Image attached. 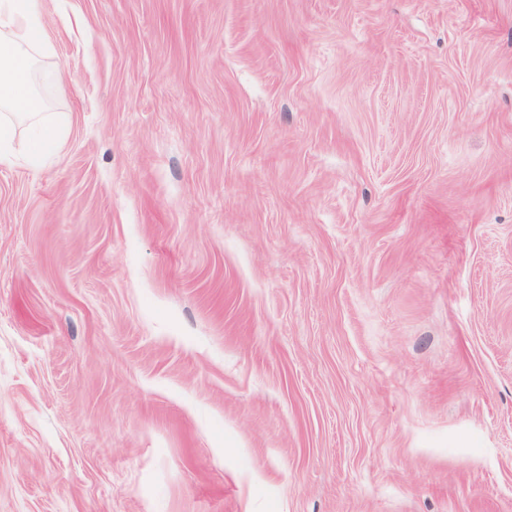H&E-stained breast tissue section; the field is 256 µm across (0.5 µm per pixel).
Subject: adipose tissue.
I'll return each instance as SVG.
<instances>
[{
    "label": "adipose tissue",
    "instance_id": "ef3b65f1",
    "mask_svg": "<svg viewBox=\"0 0 512 512\" xmlns=\"http://www.w3.org/2000/svg\"><path fill=\"white\" fill-rule=\"evenodd\" d=\"M49 51L40 0H0V164L18 155L36 163L61 146L63 121L47 113L36 89Z\"/></svg>",
    "mask_w": 512,
    "mask_h": 512
}]
</instances>
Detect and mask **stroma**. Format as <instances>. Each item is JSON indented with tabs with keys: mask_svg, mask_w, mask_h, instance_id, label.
Listing matches in <instances>:
<instances>
[{
	"mask_svg": "<svg viewBox=\"0 0 512 512\" xmlns=\"http://www.w3.org/2000/svg\"><path fill=\"white\" fill-rule=\"evenodd\" d=\"M41 8L0 512H512V0Z\"/></svg>",
	"mask_w": 512,
	"mask_h": 512,
	"instance_id": "obj_1",
	"label": "stroma"
}]
</instances>
